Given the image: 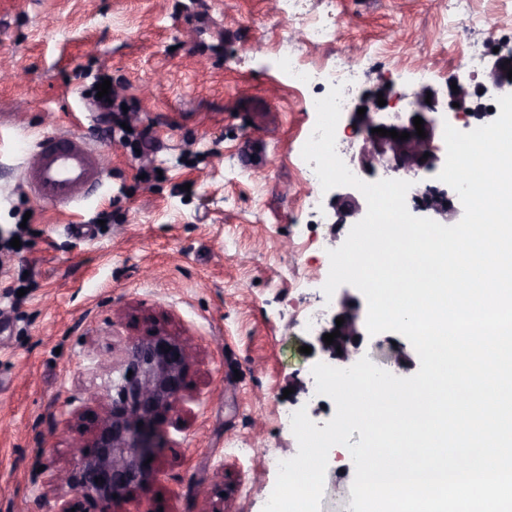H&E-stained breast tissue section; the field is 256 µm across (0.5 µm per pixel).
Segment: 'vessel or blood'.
Wrapping results in <instances>:
<instances>
[{
    "label": "vessel or blood",
    "instance_id": "1",
    "mask_svg": "<svg viewBox=\"0 0 512 512\" xmlns=\"http://www.w3.org/2000/svg\"><path fill=\"white\" fill-rule=\"evenodd\" d=\"M102 175L101 158L84 135L50 133L34 144L24 178L36 199L65 207Z\"/></svg>",
    "mask_w": 512,
    "mask_h": 512
}]
</instances>
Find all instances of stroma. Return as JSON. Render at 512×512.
I'll use <instances>...</instances> for the list:
<instances>
[{
    "label": "stroma",
    "instance_id": "obj_1",
    "mask_svg": "<svg viewBox=\"0 0 512 512\" xmlns=\"http://www.w3.org/2000/svg\"><path fill=\"white\" fill-rule=\"evenodd\" d=\"M298 9L339 19L335 44L308 45L279 0H0V230L31 213L23 248L0 256V512H39L40 467L69 469L88 440L85 421L59 420L86 390L111 388L153 323L193 346V398L158 422L159 477L120 512H209L218 500L263 512L277 478L266 459L298 451L289 414L305 409L320 428L333 417L300 348L308 314L334 312L328 252L351 227L331 204L305 211L300 147L316 115L276 58L342 64L349 99L389 84L402 110L423 84L446 96L458 73L447 40L484 56L512 36V0ZM102 72L152 127L143 156L87 107ZM58 130L91 135L108 157L102 184L68 209L36 201L23 175L28 148ZM402 351L415 349L388 331L354 356L394 374ZM353 478L348 449H330L320 512H352Z\"/></svg>",
    "mask_w": 512,
    "mask_h": 512
}]
</instances>
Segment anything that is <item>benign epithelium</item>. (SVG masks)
<instances>
[{
	"label": "benign epithelium",
	"mask_w": 512,
	"mask_h": 512,
	"mask_svg": "<svg viewBox=\"0 0 512 512\" xmlns=\"http://www.w3.org/2000/svg\"><path fill=\"white\" fill-rule=\"evenodd\" d=\"M509 64H504V61ZM512 68V51L492 54L488 62L487 84L471 85L462 78H455L457 90L449 91L447 109L453 116L468 115L478 120L494 115L487 107L472 106V99L493 89L502 95L512 94V80L508 70ZM386 105H378V94L360 99L349 115L348 127L362 136L363 143L358 152V165L364 172L379 169L393 179L412 182L411 200L416 211L440 224H448L462 213V204L457 194L426 182V175L442 162L440 148L435 144L438 130L436 113L439 111L437 92L430 86L420 87L410 101L411 111L407 117L396 115V120L385 122L378 114L394 107L392 87L381 89ZM431 103H426V97ZM459 106H453V103ZM366 109L365 115L357 109ZM424 120L426 137L417 135L414 117ZM373 128L407 132L406 140L380 136L371 132ZM428 158H423L424 154ZM336 223H358L367 212L363 194L351 186H343L333 196ZM344 318L342 326H336V318ZM340 331L334 343L328 345L323 335ZM363 339L361 312L358 300L345 293L340 301V310L331 319L329 326L307 343L313 358L322 353L331 361L347 362L351 347ZM192 347L170 334L166 329L154 327L143 337L132 340L128 346L121 381L112 387L115 394L99 395L86 392L81 408L75 415L85 418L95 410L87 429L89 451L80 454L74 461L72 471L59 472L52 466L44 467V485L53 492L50 512H71L77 507L75 498L82 497L97 502L99 512H112L127 494L156 477L147 458L156 457L159 444L158 431L153 427L154 419L163 414H174L181 410L189 383L187 373L192 362ZM143 426H138V423ZM69 484V490L58 485Z\"/></svg>",
	"instance_id": "obj_1"
}]
</instances>
